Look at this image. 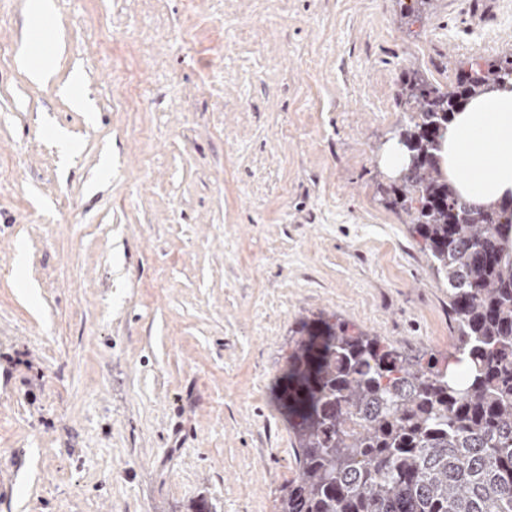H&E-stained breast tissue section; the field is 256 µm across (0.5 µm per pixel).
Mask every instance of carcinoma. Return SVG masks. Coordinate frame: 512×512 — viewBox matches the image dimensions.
<instances>
[{"label": "carcinoma", "mask_w": 512, "mask_h": 512, "mask_svg": "<svg viewBox=\"0 0 512 512\" xmlns=\"http://www.w3.org/2000/svg\"><path fill=\"white\" fill-rule=\"evenodd\" d=\"M509 69L478 65L453 90L416 70L404 81L406 174L386 194L448 282L458 345L425 361L344 322H302L272 385L299 467L280 512H512V202L457 195L439 156L455 113Z\"/></svg>", "instance_id": "cac0c4a2"}]
</instances>
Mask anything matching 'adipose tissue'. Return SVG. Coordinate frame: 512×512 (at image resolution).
<instances>
[{"label": "adipose tissue", "mask_w": 512, "mask_h": 512, "mask_svg": "<svg viewBox=\"0 0 512 512\" xmlns=\"http://www.w3.org/2000/svg\"><path fill=\"white\" fill-rule=\"evenodd\" d=\"M489 152L476 159V145ZM441 169L461 196L478 204L512 199V82L470 99L448 126Z\"/></svg>", "instance_id": "adipose-tissue-1"}]
</instances>
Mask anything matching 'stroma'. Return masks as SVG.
I'll list each match as a JSON object with an SVG mask.
<instances>
[{
	"label": "stroma",
	"mask_w": 512,
	"mask_h": 512,
	"mask_svg": "<svg viewBox=\"0 0 512 512\" xmlns=\"http://www.w3.org/2000/svg\"><path fill=\"white\" fill-rule=\"evenodd\" d=\"M472 11L54 0L38 86L27 0H0V512H279L298 465L269 387L301 322L453 352L380 159L411 71L450 90L512 60V0Z\"/></svg>",
	"instance_id": "stroma-1"
}]
</instances>
